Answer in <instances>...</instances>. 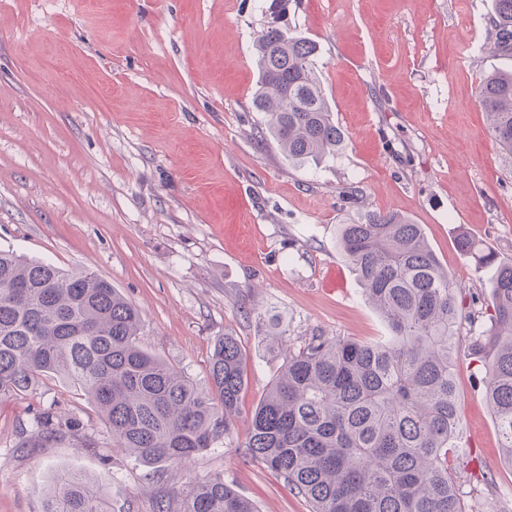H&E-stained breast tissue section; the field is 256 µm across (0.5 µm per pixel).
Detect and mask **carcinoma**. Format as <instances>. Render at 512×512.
<instances>
[{"label": "carcinoma", "mask_w": 512, "mask_h": 512, "mask_svg": "<svg viewBox=\"0 0 512 512\" xmlns=\"http://www.w3.org/2000/svg\"><path fill=\"white\" fill-rule=\"evenodd\" d=\"M288 4L267 0L252 106L288 163L301 166L335 153L345 136L315 72L316 44L286 21H269L287 16ZM489 25L487 49L512 55V0H493ZM478 104L489 135L512 155V70L486 74ZM338 245L388 336H312L288 350L238 453L277 473L312 512H465L453 338L462 321L487 318L470 350L483 363L485 395L512 464V261L459 234L458 250L493 278L491 304L476 309L458 300L460 287L421 225L400 213L339 225ZM141 334L138 310L99 275L0 251V397L63 378L99 412L112 447L145 464L188 460L230 431L245 386L240 347L233 335L220 337L208 385L199 388L145 351ZM33 426L49 441L80 422L50 407ZM42 512H109L106 488L59 472ZM179 512L256 508L215 476L187 486Z\"/></svg>", "instance_id": "cac0c4a2"}]
</instances>
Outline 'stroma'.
Wrapping results in <instances>:
<instances>
[{
    "label": "stroma",
    "instance_id": "obj_1",
    "mask_svg": "<svg viewBox=\"0 0 512 512\" xmlns=\"http://www.w3.org/2000/svg\"><path fill=\"white\" fill-rule=\"evenodd\" d=\"M492 0H290L318 46L315 70L345 142L289 164L263 143L254 45L262 0H0V250L110 281L141 316V344L206 387L230 333L246 385L222 444L167 471L113 449L95 410L49 379L0 399V512H41L61 471L105 483L109 512H177L215 476L258 512H310L275 473L237 451L289 349L320 335L386 336L337 228L372 212L422 226L464 295L490 304L488 272L459 230L512 259V156L486 133L481 78L512 69L486 50ZM356 188L357 202L338 193ZM461 322L454 344L466 512H512V465ZM80 429L41 441L51 405Z\"/></svg>",
    "mask_w": 512,
    "mask_h": 512
}]
</instances>
